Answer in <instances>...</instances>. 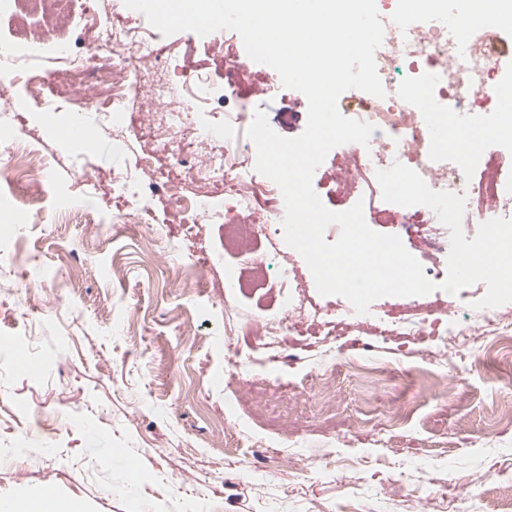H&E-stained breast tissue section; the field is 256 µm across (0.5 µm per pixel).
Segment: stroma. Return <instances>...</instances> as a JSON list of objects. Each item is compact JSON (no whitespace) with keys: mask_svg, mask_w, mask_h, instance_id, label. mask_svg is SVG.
<instances>
[{"mask_svg":"<svg viewBox=\"0 0 512 512\" xmlns=\"http://www.w3.org/2000/svg\"><path fill=\"white\" fill-rule=\"evenodd\" d=\"M106 21L75 0L57 28L76 54ZM154 41L203 121L223 114L224 34ZM45 143L41 220L0 190V502L51 494L83 512H512V341L472 328L436 358L439 326L468 322L482 283L386 296L377 321L317 291L285 243L230 250L223 224H186L163 200L145 224L112 175L139 148ZM96 179L98 190L85 188ZM321 322L283 319L280 260ZM278 335H271L273 321ZM414 332L387 335L392 323Z\"/></svg>","mask_w":512,"mask_h":512,"instance_id":"1","label":"stroma"}]
</instances>
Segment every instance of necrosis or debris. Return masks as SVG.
<instances>
[{"instance_id":"1","label":"necrosis or debris","mask_w":512,"mask_h":512,"mask_svg":"<svg viewBox=\"0 0 512 512\" xmlns=\"http://www.w3.org/2000/svg\"><path fill=\"white\" fill-rule=\"evenodd\" d=\"M47 1L60 13L67 11L71 2L0 0V11L7 13L12 22L9 35L0 41L23 47L32 61L41 57L44 39L29 31V17ZM383 16L387 28L376 65L386 95L351 97L343 104L351 118L374 125L375 131L369 146L348 143L338 147L333 161L335 172L329 182L337 197L366 200L367 223L399 225L406 234L420 237L429 257L436 260L448 251L449 229L428 207H402L384 201L375 172L399 162L417 171L431 189L464 195L463 227L494 218L512 219V154H503L494 146L476 159L449 156L445 138L433 139L426 134L430 117L421 110L427 102L445 103L449 111L440 117V124L449 132H462L457 111L471 110L487 101L484 89L493 82V60L499 50L496 27L494 21H487L466 44L454 47L443 30H408L401 11L387 6ZM104 38L112 47L111 66L87 82L83 79L87 60L74 63L64 70L66 84L54 86L55 96L64 98L73 89H80L85 104L117 126L127 110L131 77L141 78L149 90L144 106L145 127L159 125L170 134L190 136L187 148L168 153L169 163L185 170L191 180L224 186L223 208H215L207 194L195 195L189 202L174 196L169 198V206L180 211L193 208L201 224L222 221L245 227L256 225L269 242L279 241L285 216L283 196L274 182L251 177L249 150L241 146L237 128L251 123L255 112L265 110L270 99L278 100L279 111H287L288 89L273 88L270 79L261 74L244 80L249 61L240 55L232 39H225L224 92L236 101L238 109L225 113L223 122L200 128L182 86L168 76L166 58L143 35L115 23L105 28ZM42 82V75L33 71L23 79L12 72L0 74V126L13 124L16 102L34 100ZM6 149L10 183L23 184L32 197H39L44 182L37 167L38 149L18 141L9 142ZM157 151V146L149 142L140 145V189H131L123 174L113 175V189L132 198L124 213L113 215V223H144L159 195L153 166Z\"/></svg>"}]
</instances>
